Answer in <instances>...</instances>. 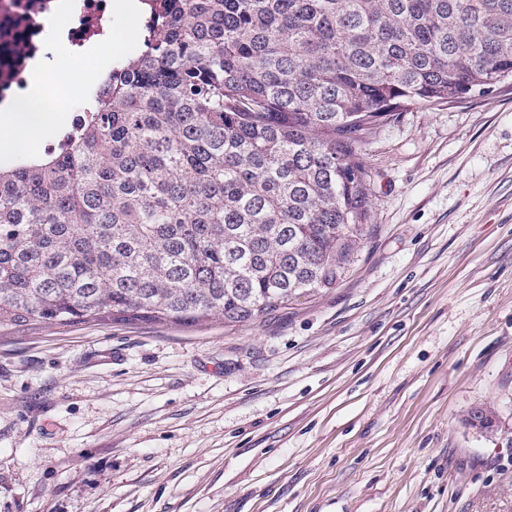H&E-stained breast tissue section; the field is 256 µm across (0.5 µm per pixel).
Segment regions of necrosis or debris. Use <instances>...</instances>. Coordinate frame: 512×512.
I'll return each instance as SVG.
<instances>
[{
  "instance_id": "4bbe7bcc",
  "label": "necrosis or debris",
  "mask_w": 512,
  "mask_h": 512,
  "mask_svg": "<svg viewBox=\"0 0 512 512\" xmlns=\"http://www.w3.org/2000/svg\"><path fill=\"white\" fill-rule=\"evenodd\" d=\"M52 0H0V101L20 93L26 85L28 63L51 41L56 28H63L69 46L58 57L60 70L77 58L86 44L111 42L115 36L110 0H70L66 26L43 21Z\"/></svg>"
}]
</instances>
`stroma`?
I'll return each mask as SVG.
<instances>
[{
  "mask_svg": "<svg viewBox=\"0 0 512 512\" xmlns=\"http://www.w3.org/2000/svg\"><path fill=\"white\" fill-rule=\"evenodd\" d=\"M364 157L335 288L243 326L0 332V512H512V84Z\"/></svg>",
  "mask_w": 512,
  "mask_h": 512,
  "instance_id": "35a3bbf8",
  "label": "stroma"
}]
</instances>
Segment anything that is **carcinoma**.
Instances as JSON below:
<instances>
[{
    "mask_svg": "<svg viewBox=\"0 0 512 512\" xmlns=\"http://www.w3.org/2000/svg\"><path fill=\"white\" fill-rule=\"evenodd\" d=\"M59 151L0 159V329L254 323L335 287L395 112L512 77V0H141Z\"/></svg>",
    "mask_w": 512,
    "mask_h": 512,
    "instance_id": "carcinoma-1",
    "label": "carcinoma"
}]
</instances>
